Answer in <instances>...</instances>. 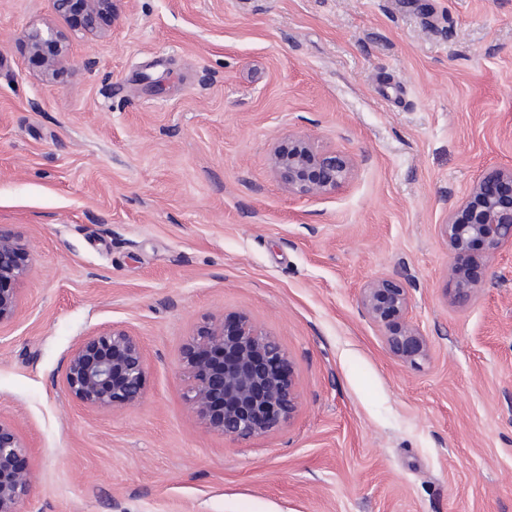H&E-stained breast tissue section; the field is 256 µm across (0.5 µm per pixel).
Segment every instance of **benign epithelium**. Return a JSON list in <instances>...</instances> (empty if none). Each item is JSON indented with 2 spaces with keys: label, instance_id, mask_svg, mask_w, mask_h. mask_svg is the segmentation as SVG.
Returning <instances> with one entry per match:
<instances>
[{
  "label": "benign epithelium",
  "instance_id": "1",
  "mask_svg": "<svg viewBox=\"0 0 512 512\" xmlns=\"http://www.w3.org/2000/svg\"><path fill=\"white\" fill-rule=\"evenodd\" d=\"M61 20L74 17L90 37L112 28L119 0H50ZM26 50L37 61L42 78H53L70 60L66 29L47 25L27 32ZM277 181L298 197L328 194L347 180L352 159L324 150L308 137H295L273 148L269 158ZM453 261L448 264L449 299L468 307L478 286L460 273V262L477 244L487 257L512 246V168L478 179L461 204L449 211L442 227ZM30 253L20 234L0 226V327L19 316L18 284L30 270ZM364 316L382 332L388 351L415 364L428 354L424 336L406 320V285L390 276L369 281L360 294ZM192 383L187 402L195 418L233 441L264 436L295 411L299 394L288 357L279 343L245 317L215 320L202 327L183 350ZM148 363L139 337L129 328L84 337L62 365V382L84 406L120 412L139 404L145 391ZM33 469L27 445L16 429L0 421V512H23L30 495Z\"/></svg>",
  "mask_w": 512,
  "mask_h": 512
}]
</instances>
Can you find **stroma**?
Returning a JSON list of instances; mask_svg holds the SVG:
<instances>
[{"label": "stroma", "instance_id": "35a3bbf8", "mask_svg": "<svg viewBox=\"0 0 512 512\" xmlns=\"http://www.w3.org/2000/svg\"><path fill=\"white\" fill-rule=\"evenodd\" d=\"M49 0H0V225L31 254L0 329V421L29 448L24 512H512V247L447 300L450 209L512 167V0H120L43 81L24 49ZM353 157L291 195L273 147ZM406 283L418 365L359 296ZM246 316L300 394L246 442L196 420L182 351ZM114 326L145 396L85 407L61 367Z\"/></svg>", "mask_w": 512, "mask_h": 512}]
</instances>
